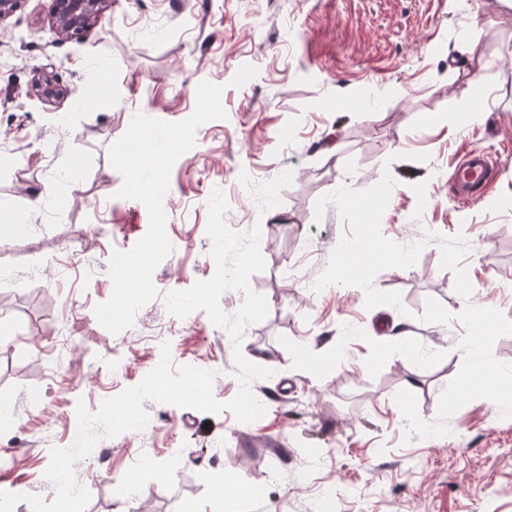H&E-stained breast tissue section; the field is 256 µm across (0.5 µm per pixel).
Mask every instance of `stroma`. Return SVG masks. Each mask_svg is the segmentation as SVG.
<instances>
[{
    "instance_id": "stroma-1",
    "label": "stroma",
    "mask_w": 512,
    "mask_h": 512,
    "mask_svg": "<svg viewBox=\"0 0 512 512\" xmlns=\"http://www.w3.org/2000/svg\"><path fill=\"white\" fill-rule=\"evenodd\" d=\"M44 68L64 99L35 93ZM204 80L227 116L171 170L158 298L111 333L94 308L149 216L118 197L109 148L136 114L189 118ZM101 83L110 95L81 108ZM475 147L497 173L462 207L449 178ZM216 188L265 261L250 285L269 312L237 346L163 300L215 273ZM0 201L17 216L0 244L14 512L53 500L44 472L77 438L78 403L94 413L139 384L165 342L173 365L214 371L222 403L239 391L235 352L271 369L249 382L266 413L144 401V429L76 464L85 512H213L226 474L231 512H512V0H112L68 39L52 0H22L0 20ZM365 243L387 259L338 281L339 253ZM473 339L496 402L462 388Z\"/></svg>"
}]
</instances>
